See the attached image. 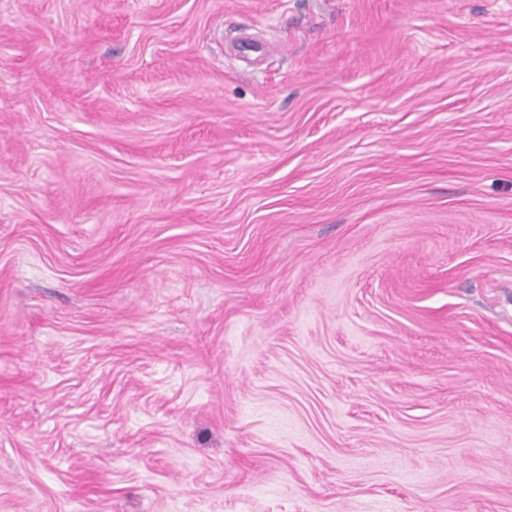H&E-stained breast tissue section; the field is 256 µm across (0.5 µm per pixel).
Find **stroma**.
Segmentation results:
<instances>
[{
  "label": "stroma",
  "instance_id": "obj_1",
  "mask_svg": "<svg viewBox=\"0 0 512 512\" xmlns=\"http://www.w3.org/2000/svg\"><path fill=\"white\" fill-rule=\"evenodd\" d=\"M0 512H512V0H0Z\"/></svg>",
  "mask_w": 512,
  "mask_h": 512
}]
</instances>
